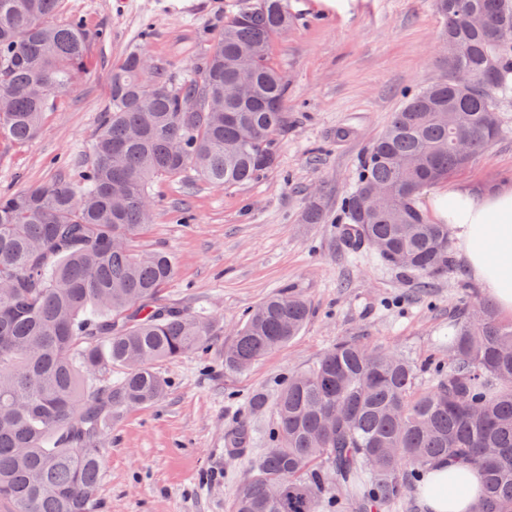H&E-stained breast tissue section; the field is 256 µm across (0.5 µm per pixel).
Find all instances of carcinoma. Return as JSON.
I'll use <instances>...</instances> for the list:
<instances>
[{
    "label": "carcinoma",
    "mask_w": 512,
    "mask_h": 512,
    "mask_svg": "<svg viewBox=\"0 0 512 512\" xmlns=\"http://www.w3.org/2000/svg\"><path fill=\"white\" fill-rule=\"evenodd\" d=\"M60 2L0 0V138L32 140L85 69L83 23L56 20ZM436 5L454 46L446 75L394 113L344 206L358 244L426 277L451 264L448 225L416 199L504 134L495 98L512 95V0ZM290 24L284 0H240L178 84L128 50L78 180L0 195V501L13 512H94L112 413L158 402L157 365L204 348L211 322L162 302L174 257L129 243L155 222L154 181L193 170L232 188L277 164L288 84L272 45ZM309 313L290 292L264 299L224 345V369L285 346ZM452 328L448 369L426 391L408 360L355 342L291 374L231 512H326L332 485L357 512H386L439 459L482 469L471 512H512V322L473 299Z\"/></svg>",
    "instance_id": "cac0c4a2"
}]
</instances>
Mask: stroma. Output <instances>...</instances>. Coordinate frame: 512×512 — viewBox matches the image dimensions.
Masks as SVG:
<instances>
[{
  "mask_svg": "<svg viewBox=\"0 0 512 512\" xmlns=\"http://www.w3.org/2000/svg\"><path fill=\"white\" fill-rule=\"evenodd\" d=\"M239 0H61L59 19H82L85 75L57 99L42 131L17 145L0 139V193L54 180L81 162L109 105V75L142 43L175 81L193 75L213 33ZM292 25L272 54L288 83V125L278 163L258 182L224 189L195 174L154 183L157 221L134 249L167 251L177 272L164 299L214 324L208 346L158 370L169 383L158 403L113 413L100 445L96 512H230L275 422L273 403L288 374L313 366L336 343L354 341L410 358L418 390L424 369L448 358V323L466 299L484 298L460 260L424 278L352 250L342 202L368 147L414 90L440 75L444 20L435 0H286ZM505 134L417 200L430 212L441 190L512 185V97L499 100ZM324 219L303 221L311 197ZM290 290L310 317L287 346L247 371H224V344L244 311ZM247 430L243 453L228 455L232 433Z\"/></svg>",
  "mask_w": 512,
  "mask_h": 512,
  "instance_id": "stroma-1",
  "label": "stroma"
}]
</instances>
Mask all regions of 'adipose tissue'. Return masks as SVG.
<instances>
[{
	"mask_svg": "<svg viewBox=\"0 0 512 512\" xmlns=\"http://www.w3.org/2000/svg\"><path fill=\"white\" fill-rule=\"evenodd\" d=\"M433 210L453 229L473 278L502 312L512 315V187L446 189L437 194ZM480 477L470 464L435 461L421 476L419 505L423 512H469L481 493Z\"/></svg>",
	"mask_w": 512,
	"mask_h": 512,
	"instance_id": "obj_1",
	"label": "adipose tissue"
}]
</instances>
